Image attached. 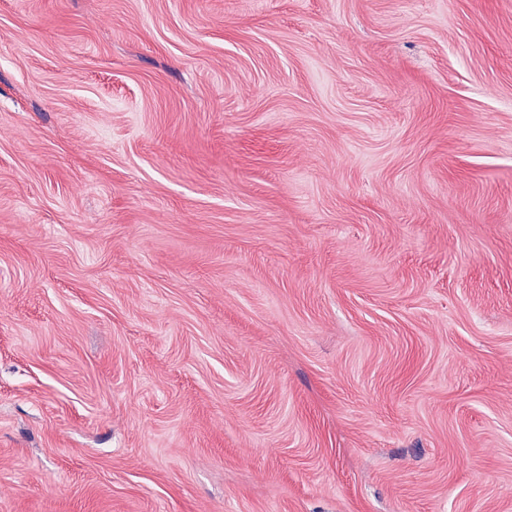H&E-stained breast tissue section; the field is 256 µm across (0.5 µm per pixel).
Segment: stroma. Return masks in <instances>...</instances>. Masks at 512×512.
Returning <instances> with one entry per match:
<instances>
[{"instance_id": "35a3bbf8", "label": "stroma", "mask_w": 512, "mask_h": 512, "mask_svg": "<svg viewBox=\"0 0 512 512\" xmlns=\"http://www.w3.org/2000/svg\"><path fill=\"white\" fill-rule=\"evenodd\" d=\"M0 512H512V0H0Z\"/></svg>"}]
</instances>
